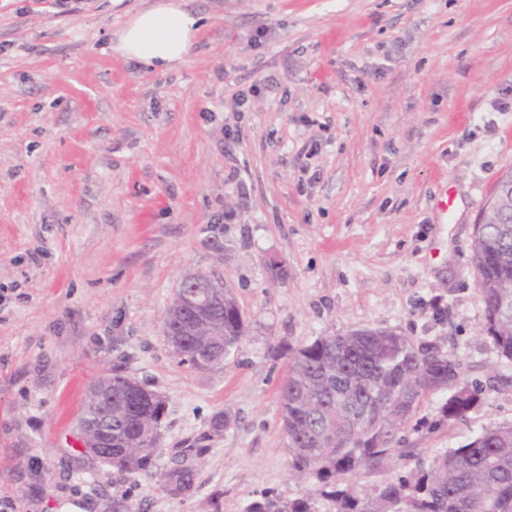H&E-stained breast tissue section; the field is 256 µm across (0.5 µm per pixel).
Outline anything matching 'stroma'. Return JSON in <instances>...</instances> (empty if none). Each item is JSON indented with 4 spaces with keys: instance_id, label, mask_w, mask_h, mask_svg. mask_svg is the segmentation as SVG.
Returning a JSON list of instances; mask_svg holds the SVG:
<instances>
[{
    "instance_id": "1",
    "label": "stroma",
    "mask_w": 512,
    "mask_h": 512,
    "mask_svg": "<svg viewBox=\"0 0 512 512\" xmlns=\"http://www.w3.org/2000/svg\"><path fill=\"white\" fill-rule=\"evenodd\" d=\"M184 3L203 26L189 64L160 74L110 48L146 0H0V497L15 512L298 497L279 387L289 351L333 332L394 331L479 384L452 425L447 392L424 400L404 447L512 425V363L484 333L472 263L512 169V0ZM198 272L247 321L220 369L179 364L164 335ZM115 372L166 400L157 465H193L190 494L85 453L82 403Z\"/></svg>"
}]
</instances>
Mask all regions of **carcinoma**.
Listing matches in <instances>:
<instances>
[{"instance_id":"1","label":"carcinoma","mask_w":512,"mask_h":512,"mask_svg":"<svg viewBox=\"0 0 512 512\" xmlns=\"http://www.w3.org/2000/svg\"><path fill=\"white\" fill-rule=\"evenodd\" d=\"M473 263L485 305V333L512 363V197L483 209L475 225ZM206 321L174 311L168 341L180 362L201 370L224 367L245 335L236 300L211 289ZM454 353L416 345L383 329L316 337L289 356L280 386L289 468L310 488L285 500L273 493L245 512H512V426L487 427L469 443L425 460L423 448H402L397 431L428 396L451 390L440 421H463L481 392L466 379ZM102 398L85 402L79 419L94 410L108 422L82 430L87 448H109L112 468L128 478L146 476L173 495L190 493L194 467L160 470L166 400L136 379L115 373ZM415 461V469L364 489L356 477L390 460Z\"/></svg>"}]
</instances>
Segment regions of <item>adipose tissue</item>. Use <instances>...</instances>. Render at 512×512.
Masks as SVG:
<instances>
[{"mask_svg": "<svg viewBox=\"0 0 512 512\" xmlns=\"http://www.w3.org/2000/svg\"><path fill=\"white\" fill-rule=\"evenodd\" d=\"M202 27L201 18L181 0H151L120 29L113 45L127 61L166 72L190 61V46Z\"/></svg>", "mask_w": 512, "mask_h": 512, "instance_id": "ef3b65f1", "label": "adipose tissue"}]
</instances>
